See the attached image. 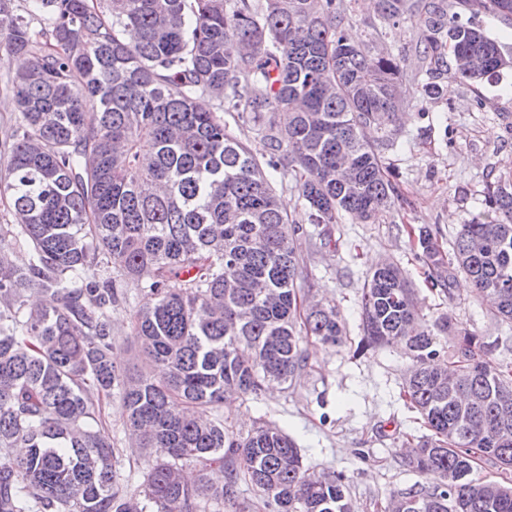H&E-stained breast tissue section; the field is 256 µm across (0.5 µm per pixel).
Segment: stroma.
<instances>
[{
  "mask_svg": "<svg viewBox=\"0 0 512 512\" xmlns=\"http://www.w3.org/2000/svg\"><path fill=\"white\" fill-rule=\"evenodd\" d=\"M346 32L355 42L375 43L401 59L407 73H415V24L383 23L378 0H352ZM405 91L411 108L399 117L401 144L386 154L399 198L379 223L362 224L344 215L330 235H317L294 181L269 171L282 209L299 227L295 246L304 266L301 285L310 297L336 304L346 336L336 346L310 343L309 367L292 384L234 398L230 409L218 412L242 433L260 419L278 424L295 440L311 472L347 476L354 512H374V500L432 484L429 475L399 465L407 437L429 434L415 409L399 397L413 366L411 354L402 346L355 352L363 335L361 292L373 259L387 258L403 269L417 288L427 321L452 314L496 343L493 363L512 362V327L487 314L465 276H457L451 294L429 291L421 254L401 230L405 224L438 227L442 248L450 249L460 224L482 210L487 182L512 170V70L476 87L445 82L441 97L434 99L422 98L412 84ZM128 295L110 312L116 364L139 374L146 367L131 335L139 297L133 289Z\"/></svg>",
  "mask_w": 512,
  "mask_h": 512,
  "instance_id": "1",
  "label": "stroma"
}]
</instances>
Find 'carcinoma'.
I'll use <instances>...</instances> for the list:
<instances>
[{
	"label": "carcinoma",
	"mask_w": 512,
	"mask_h": 512,
	"mask_svg": "<svg viewBox=\"0 0 512 512\" xmlns=\"http://www.w3.org/2000/svg\"><path fill=\"white\" fill-rule=\"evenodd\" d=\"M28 2L24 16L0 0V48L27 60L3 79L17 112L0 128V195L20 221L0 233L25 253L0 252V512H251L241 481L270 512H353L346 475L309 472L276 424L244 435L207 413L229 391L295 380L308 339L341 341L336 305L301 295L296 229L263 165L291 175L316 228L344 213L378 221L397 194L385 153L407 103L400 59L350 41L346 0ZM459 8L512 15V0H379L383 21L418 25L423 97L447 77L475 86L512 68ZM224 112L257 124L268 160ZM407 235L430 289L451 292L462 271L512 326V171L490 183L452 253L431 226ZM131 284L146 374L112 358L109 311ZM361 309L358 351L406 345L415 365L401 394L432 432L402 464L436 486L384 510L512 512V479L471 478L483 460L512 465V365L492 366L496 344L447 314L433 329L455 361L438 362L389 260L370 270ZM114 397L131 447L156 455L134 490L118 483L122 452L103 428ZM190 462L194 486L181 473Z\"/></svg>",
	"instance_id": "carcinoma-1"
}]
</instances>
